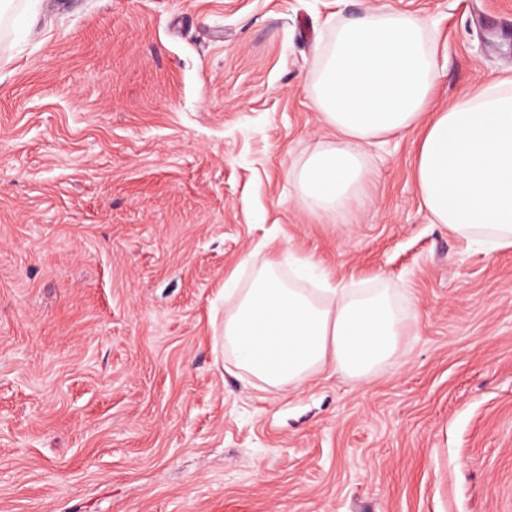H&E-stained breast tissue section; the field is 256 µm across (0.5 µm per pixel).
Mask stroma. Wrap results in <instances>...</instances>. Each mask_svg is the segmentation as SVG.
Returning a JSON list of instances; mask_svg holds the SVG:
<instances>
[{
  "instance_id": "stroma-1",
  "label": "stroma",
  "mask_w": 512,
  "mask_h": 512,
  "mask_svg": "<svg viewBox=\"0 0 512 512\" xmlns=\"http://www.w3.org/2000/svg\"><path fill=\"white\" fill-rule=\"evenodd\" d=\"M428 17L436 102L512 77V0H20L0 25V512H512V251L431 223L419 131L340 222L318 40ZM312 256L407 310L396 357L297 388L236 368L224 277Z\"/></svg>"
}]
</instances>
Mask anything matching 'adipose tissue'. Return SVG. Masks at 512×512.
<instances>
[{
    "label": "adipose tissue",
    "mask_w": 512,
    "mask_h": 512,
    "mask_svg": "<svg viewBox=\"0 0 512 512\" xmlns=\"http://www.w3.org/2000/svg\"><path fill=\"white\" fill-rule=\"evenodd\" d=\"M430 27L418 14L375 10L334 29L310 98L336 142L294 170L300 200L341 216L373 180L367 147L418 129L415 185L432 223L487 254L511 250L512 78L436 108ZM224 302V343L236 367L280 390L329 368L374 377L406 326L388 289L295 288L273 263L247 288L227 276Z\"/></svg>",
    "instance_id": "ef3b65f1"
}]
</instances>
